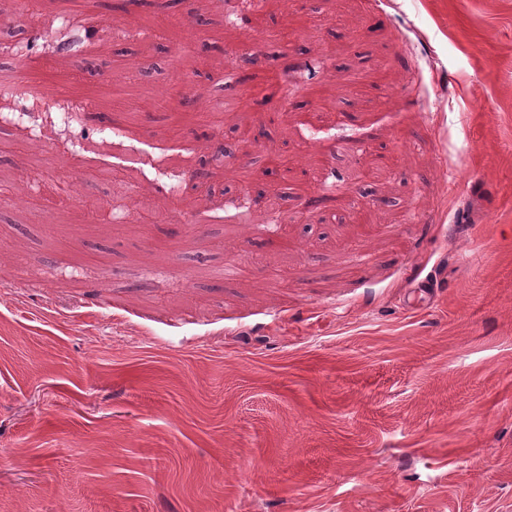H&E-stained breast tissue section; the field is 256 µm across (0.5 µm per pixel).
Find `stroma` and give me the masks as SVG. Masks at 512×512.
Returning <instances> with one entry per match:
<instances>
[{
  "instance_id": "1",
  "label": "stroma",
  "mask_w": 512,
  "mask_h": 512,
  "mask_svg": "<svg viewBox=\"0 0 512 512\" xmlns=\"http://www.w3.org/2000/svg\"><path fill=\"white\" fill-rule=\"evenodd\" d=\"M110 2L0 0V512H512V0Z\"/></svg>"
}]
</instances>
